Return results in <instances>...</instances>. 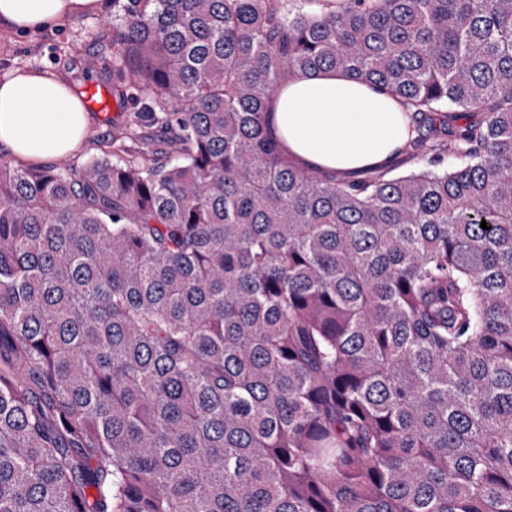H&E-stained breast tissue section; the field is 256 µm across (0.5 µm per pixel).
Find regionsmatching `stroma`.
Listing matches in <instances>:
<instances>
[{
	"label": "stroma",
	"instance_id": "35a3bbf8",
	"mask_svg": "<svg viewBox=\"0 0 512 512\" xmlns=\"http://www.w3.org/2000/svg\"><path fill=\"white\" fill-rule=\"evenodd\" d=\"M112 4L103 12L88 14L50 26L36 33H6L0 31V78L17 69L31 68L65 75L75 91L89 84L107 94L106 107H89L84 146L70 157L74 170L99 154L103 142L112 134L113 123L132 111L133 103L113 99L112 63L116 49L112 45ZM95 60L96 66L87 71L85 60Z\"/></svg>",
	"mask_w": 512,
	"mask_h": 512
}]
</instances>
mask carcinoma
Segmentation results:
<instances>
[{
    "instance_id": "carcinoma-1",
    "label": "carcinoma",
    "mask_w": 512,
    "mask_h": 512,
    "mask_svg": "<svg viewBox=\"0 0 512 512\" xmlns=\"http://www.w3.org/2000/svg\"><path fill=\"white\" fill-rule=\"evenodd\" d=\"M115 2L148 111L0 158V512H512V0ZM324 68L418 169L281 153Z\"/></svg>"
}]
</instances>
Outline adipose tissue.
I'll return each instance as SVG.
<instances>
[{
	"mask_svg": "<svg viewBox=\"0 0 512 512\" xmlns=\"http://www.w3.org/2000/svg\"><path fill=\"white\" fill-rule=\"evenodd\" d=\"M102 0H0V26L36 32L84 13ZM268 132L297 164L350 177L388 167L408 139L406 112L385 92L328 69L295 74L269 107ZM87 114L62 78L27 70L0 81V154L46 165L83 145Z\"/></svg>",
	"mask_w": 512,
	"mask_h": 512,
	"instance_id": "adipose-tissue-1",
	"label": "adipose tissue"
}]
</instances>
